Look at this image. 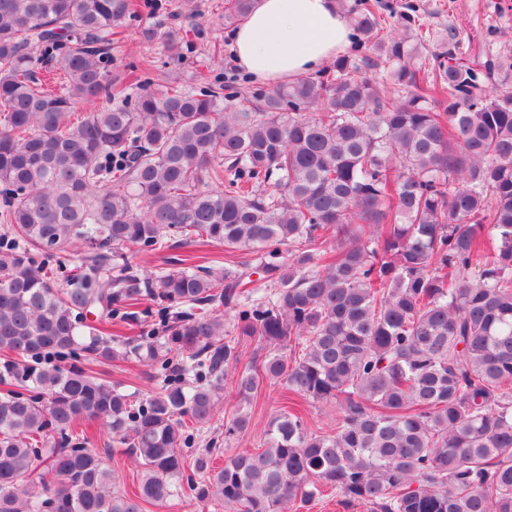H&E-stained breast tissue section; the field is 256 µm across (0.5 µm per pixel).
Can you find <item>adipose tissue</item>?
Returning <instances> with one entry per match:
<instances>
[{
    "label": "adipose tissue",
    "mask_w": 512,
    "mask_h": 512,
    "mask_svg": "<svg viewBox=\"0 0 512 512\" xmlns=\"http://www.w3.org/2000/svg\"><path fill=\"white\" fill-rule=\"evenodd\" d=\"M351 35L337 0H254L232 40L239 67L277 84L313 73L345 49Z\"/></svg>",
    "instance_id": "obj_1"
}]
</instances>
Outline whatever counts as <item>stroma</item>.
<instances>
[{"label": "stroma", "instance_id": "obj_1", "mask_svg": "<svg viewBox=\"0 0 512 512\" xmlns=\"http://www.w3.org/2000/svg\"><path fill=\"white\" fill-rule=\"evenodd\" d=\"M199 13L195 18L196 28L189 31L183 46L184 59L177 64V71L184 75L203 69L212 55L223 59V78L228 82L246 83L247 87L258 88L256 80L247 78L244 70L234 61L231 26L225 25L218 17L217 6L221 0H196ZM430 29L436 30L454 26L460 32L461 51L468 63L478 64L494 53L512 54V10H500V0H420ZM136 26H129L125 35L112 44L113 78L126 83H135L140 72L138 65L143 57L155 62L154 79H162L168 73V66L160 49L140 44ZM244 253L226 252L223 245L216 243H187L171 239L168 248L160 251L134 249L132 260L143 271L166 270L173 266L192 267L203 265L217 271L237 269ZM96 372L118 384L136 398H144L154 392L160 384L154 367L134 358L119 359L96 365ZM288 404V392L282 384L264 383L253 399L252 422L248 432L228 440L224 431L212 427L199 433L193 444V451L199 452L207 444H214L215 465H223L224 457L234 450L257 447L276 414ZM91 446L103 457L106 465L117 476L120 490H131L141 478V468L125 448L113 444L111 438L91 427Z\"/></svg>", "mask_w": 512, "mask_h": 512}]
</instances>
